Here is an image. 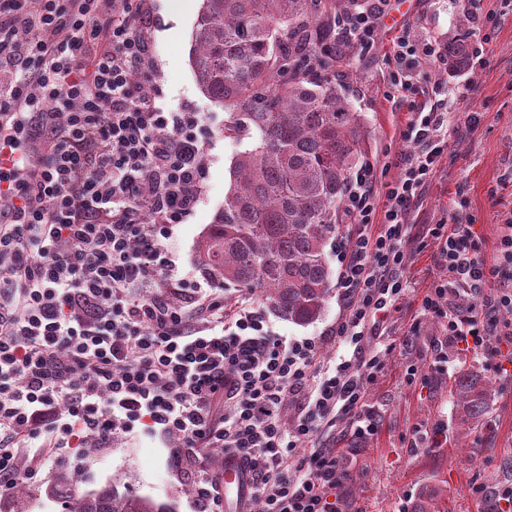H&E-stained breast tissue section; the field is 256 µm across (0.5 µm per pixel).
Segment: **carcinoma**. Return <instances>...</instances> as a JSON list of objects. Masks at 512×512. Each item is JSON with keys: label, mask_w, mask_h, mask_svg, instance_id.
<instances>
[{"label": "carcinoma", "mask_w": 512, "mask_h": 512, "mask_svg": "<svg viewBox=\"0 0 512 512\" xmlns=\"http://www.w3.org/2000/svg\"><path fill=\"white\" fill-rule=\"evenodd\" d=\"M357 0H202L189 60L197 85L230 113L224 133L251 131L258 145L238 155L230 186L197 245V265L225 289L244 290L279 317L309 324L334 287L326 248L368 130L336 79L346 52L331 29ZM468 37L448 42V69L470 65ZM459 438L483 426L494 390L476 369L448 384ZM425 486L413 512H443ZM68 512H173L112 485L77 492Z\"/></svg>", "instance_id": "cac0c4a2"}]
</instances>
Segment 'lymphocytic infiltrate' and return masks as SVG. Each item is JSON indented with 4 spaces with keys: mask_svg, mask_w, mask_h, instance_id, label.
Here are the masks:
<instances>
[{
    "mask_svg": "<svg viewBox=\"0 0 512 512\" xmlns=\"http://www.w3.org/2000/svg\"><path fill=\"white\" fill-rule=\"evenodd\" d=\"M389 6L341 16L337 43L372 46ZM153 24L148 0H0V498L20 449L51 465L139 427L175 458L223 449L262 512H342L352 459L321 439L378 430L368 389L417 233L435 245L420 314L438 324L424 349L442 373L512 347V208L491 263L465 199L415 230L448 151L445 54L398 37L390 84L413 101L411 150L396 179L376 188L366 166L345 196L330 334L351 353L325 362L320 340L276 335L252 303L179 273L169 240L204 198L205 117L147 89Z\"/></svg>",
    "mask_w": 512,
    "mask_h": 512,
    "instance_id": "obj_1",
    "label": "lymphocytic infiltrate"
}]
</instances>
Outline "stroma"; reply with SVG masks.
<instances>
[{
	"mask_svg": "<svg viewBox=\"0 0 512 512\" xmlns=\"http://www.w3.org/2000/svg\"><path fill=\"white\" fill-rule=\"evenodd\" d=\"M152 5L157 23L150 32L155 49L150 85L162 92L167 103L206 117L205 197L193 215L174 226L170 239L175 262L186 274L196 269L197 243L224 204L233 159L254 148L258 138L253 134L225 137L228 112L209 102L197 86L189 50L200 0H152ZM465 6V0H391L375 47L354 55L351 101L369 132L365 161L372 164L377 184L397 175L395 163L409 149L399 135L408 113L397 110L388 98L392 42L405 32L447 44L462 29ZM483 8L497 16L485 34L470 38L471 47L482 52L483 66L448 75L449 87L466 81L477 87L472 105L453 106V124H460L469 109L481 113L482 119L473 131L452 136L418 220L433 223L447 217L457 197H466L490 261L498 251V206L512 208V8L503 0H484ZM420 303V292L405 297L391 320L392 339L414 329L424 341L435 334V323L419 317ZM338 316L339 301L333 294L314 323L294 324L272 312L267 318L277 334L302 339L325 335ZM404 361L403 350L395 349L386 374L369 391L368 398L380 407L382 418L377 434L354 455L351 476L342 491L345 512H410L426 484L439 488L445 512H484V501L495 489L512 486V363L471 355L449 363L447 373L433 374L424 388L404 383ZM466 365L484 374L496 396L485 429L470 438L471 455L464 459L457 446L448 381ZM418 424L437 430L431 447H411L412 430ZM174 468L157 438L138 431L120 433L94 453L78 448L56 464L39 468L34 478L26 480L21 496L0 500V512H63L70 489L85 492L108 483L115 484L119 493L168 503L174 512H194L196 492L190 473L196 465L184 463L182 478L175 476ZM479 486L484 494L474 495Z\"/></svg>",
	"mask_w": 512,
	"mask_h": 512,
	"instance_id": "obj_1",
	"label": "stroma"
}]
</instances>
